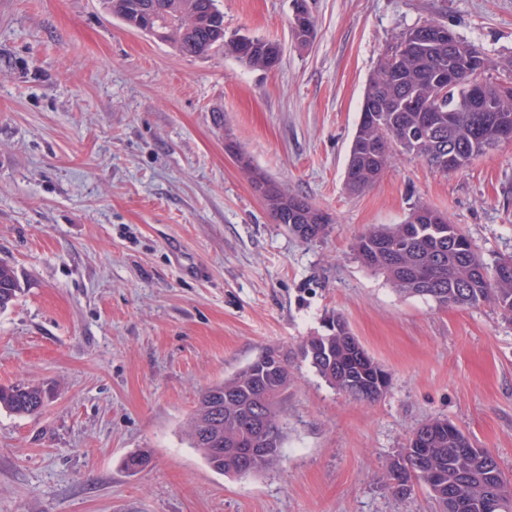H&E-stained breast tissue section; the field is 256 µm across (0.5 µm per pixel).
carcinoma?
Returning <instances> with one entry per match:
<instances>
[{
    "instance_id": "1",
    "label": "carcinoma",
    "mask_w": 512,
    "mask_h": 512,
    "mask_svg": "<svg viewBox=\"0 0 512 512\" xmlns=\"http://www.w3.org/2000/svg\"><path fill=\"white\" fill-rule=\"evenodd\" d=\"M144 0H108L112 14L137 28ZM163 6L151 27L153 37L180 52L203 55L222 48L241 63L271 69L280 59L278 43L259 37L224 33V13L217 0H153ZM292 38L310 44L315 22L306 0H294ZM492 61L476 45L448 40V27L426 21L402 33L382 59L365 88L361 113L344 174L345 189L358 194L370 187L399 153L421 159L434 171L446 173L468 167L488 152L493 130L512 131V93L486 77ZM255 190L267 184L274 193L262 195L278 224L288 225L297 238H324L332 218L306 198L288 192L252 165L249 156L226 144ZM369 269L384 274L400 291L432 300L439 307L492 304L512 319V256L487 265L470 238L455 224L427 207H416L401 224L371 229L351 244ZM19 284L13 268L0 261V312L17 298ZM302 358L333 387L353 398L375 402L390 386L385 369L364 349L339 314L324 318L322 332L301 346ZM288 355L275 363L259 355L232 377L207 388L193 413L188 431L197 449L215 471L232 476L256 474L275 464L286 433L284 401L290 382ZM45 392L38 386L0 387V407L19 416L39 413ZM271 436L274 452L241 463V452L255 447L256 428ZM450 422L434 419L414 429L388 471V485L403 497L409 479L429 484L438 473L443 482L430 484L441 512H486L499 502V512H512V484L504 481L497 458L476 448Z\"/></svg>"
}]
</instances>
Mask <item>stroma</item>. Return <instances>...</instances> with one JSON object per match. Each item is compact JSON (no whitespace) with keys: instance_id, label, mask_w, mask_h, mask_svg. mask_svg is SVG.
Segmentation results:
<instances>
[{"instance_id":"obj_1","label":"stroma","mask_w":512,"mask_h":512,"mask_svg":"<svg viewBox=\"0 0 512 512\" xmlns=\"http://www.w3.org/2000/svg\"><path fill=\"white\" fill-rule=\"evenodd\" d=\"M218 0L226 34L280 43L271 69L182 54L104 0H0V260L20 283L0 313V386L47 392L0 408V512H437L386 474L412 430L445 418L512 480V322L485 304L405 295L353 254L369 228L427 205L486 262L512 255V142L448 174L402 154L344 188L366 84L406 29L438 21L507 79L512 0ZM333 219L307 243L275 223L225 150ZM341 313L389 373L367 403L301 356ZM293 377L279 463L213 471L187 438L202 391L262 351ZM145 451L149 465L125 469ZM294 10L290 20L292 38L300 47L310 44L315 30V22L306 6V0H294ZM45 404V392L38 386L0 387V407L19 416L39 413Z\"/></svg>"}]
</instances>
